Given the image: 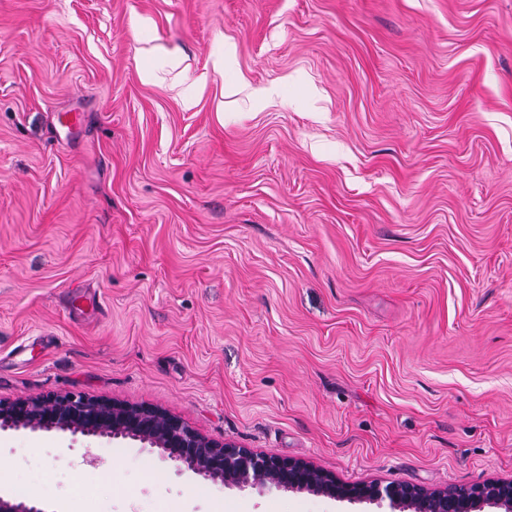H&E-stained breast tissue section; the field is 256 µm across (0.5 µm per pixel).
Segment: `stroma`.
Wrapping results in <instances>:
<instances>
[{
    "instance_id": "1",
    "label": "stroma",
    "mask_w": 512,
    "mask_h": 512,
    "mask_svg": "<svg viewBox=\"0 0 512 512\" xmlns=\"http://www.w3.org/2000/svg\"><path fill=\"white\" fill-rule=\"evenodd\" d=\"M59 396L512 479V0H0V401ZM1 460L45 512H390L60 429Z\"/></svg>"
}]
</instances>
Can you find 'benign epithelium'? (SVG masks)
<instances>
[{
  "label": "benign epithelium",
  "instance_id": "obj_1",
  "mask_svg": "<svg viewBox=\"0 0 512 512\" xmlns=\"http://www.w3.org/2000/svg\"><path fill=\"white\" fill-rule=\"evenodd\" d=\"M59 428L83 435L128 437L163 450L187 469L226 486H261L307 492L351 502L388 499L400 512H512V480L452 492L375 483L346 485L310 463L258 454L231 442L219 443L164 411L85 400L73 396L0 403V430ZM0 512H45L36 502L0 496Z\"/></svg>",
  "mask_w": 512,
  "mask_h": 512
}]
</instances>
